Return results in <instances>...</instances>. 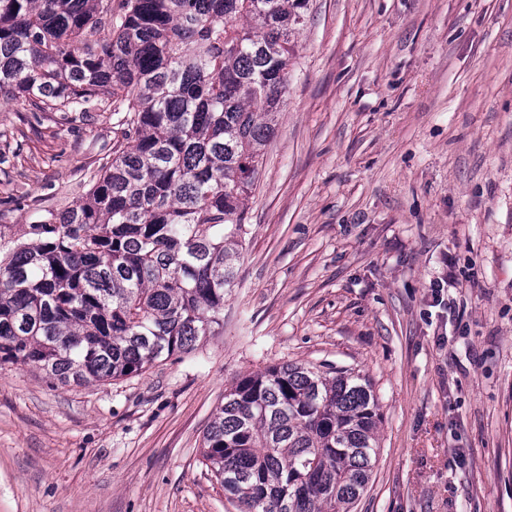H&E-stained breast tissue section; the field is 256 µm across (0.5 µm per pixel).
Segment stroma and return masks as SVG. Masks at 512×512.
Segmentation results:
<instances>
[{
    "label": "stroma",
    "mask_w": 512,
    "mask_h": 512,
    "mask_svg": "<svg viewBox=\"0 0 512 512\" xmlns=\"http://www.w3.org/2000/svg\"><path fill=\"white\" fill-rule=\"evenodd\" d=\"M113 143L110 113L0 101V235L76 202ZM245 229L191 352L106 385L0 366V512H238L203 435L287 362L376 395L353 512H512V0H308Z\"/></svg>",
    "instance_id": "35a3bbf8"
}]
</instances>
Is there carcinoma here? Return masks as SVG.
<instances>
[{"label": "carcinoma", "instance_id": "cac0c4a2", "mask_svg": "<svg viewBox=\"0 0 512 512\" xmlns=\"http://www.w3.org/2000/svg\"><path fill=\"white\" fill-rule=\"evenodd\" d=\"M306 6L0 0V99L121 133L78 201L0 237V364L105 383L223 325ZM380 420L360 375L283 363L224 389L201 456L240 512H350Z\"/></svg>", "mask_w": 512, "mask_h": 512}]
</instances>
